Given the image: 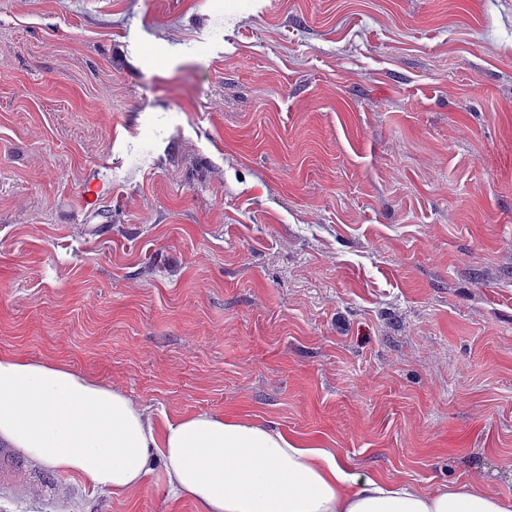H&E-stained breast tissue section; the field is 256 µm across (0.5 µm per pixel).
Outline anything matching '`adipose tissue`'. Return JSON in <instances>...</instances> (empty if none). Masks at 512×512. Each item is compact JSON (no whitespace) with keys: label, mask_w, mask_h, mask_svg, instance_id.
I'll return each mask as SVG.
<instances>
[{"label":"adipose tissue","mask_w":512,"mask_h":512,"mask_svg":"<svg viewBox=\"0 0 512 512\" xmlns=\"http://www.w3.org/2000/svg\"><path fill=\"white\" fill-rule=\"evenodd\" d=\"M0 443L124 498L160 458L171 492L201 512H512L473 483L424 492L359 475L330 448L233 414L157 423L117 386L0 352Z\"/></svg>","instance_id":"ef3b65f1"}]
</instances>
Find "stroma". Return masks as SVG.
Here are the masks:
<instances>
[{"mask_svg":"<svg viewBox=\"0 0 512 512\" xmlns=\"http://www.w3.org/2000/svg\"><path fill=\"white\" fill-rule=\"evenodd\" d=\"M0 351L512 499V0H0ZM84 208L89 206V210L93 211L99 208L98 205L107 198H112V185L105 184L98 179H92L85 184L83 188Z\"/></svg>","mask_w":512,"mask_h":512,"instance_id":"stroma-1","label":"stroma"}]
</instances>
